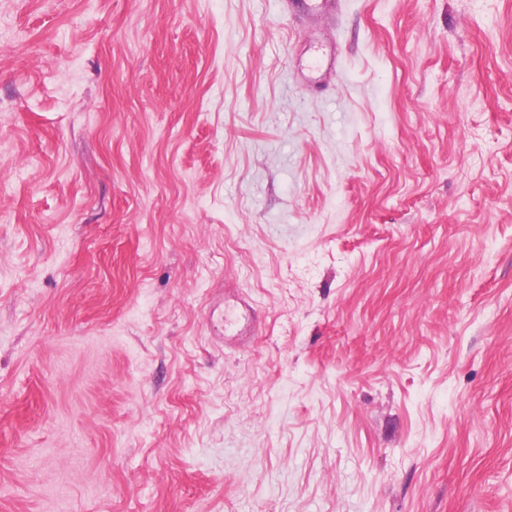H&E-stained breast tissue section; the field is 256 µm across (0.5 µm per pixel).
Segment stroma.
I'll return each mask as SVG.
<instances>
[{"mask_svg": "<svg viewBox=\"0 0 512 512\" xmlns=\"http://www.w3.org/2000/svg\"><path fill=\"white\" fill-rule=\"evenodd\" d=\"M334 2L0 0V512H512V0Z\"/></svg>", "mask_w": 512, "mask_h": 512, "instance_id": "35a3bbf8", "label": "stroma"}]
</instances>
